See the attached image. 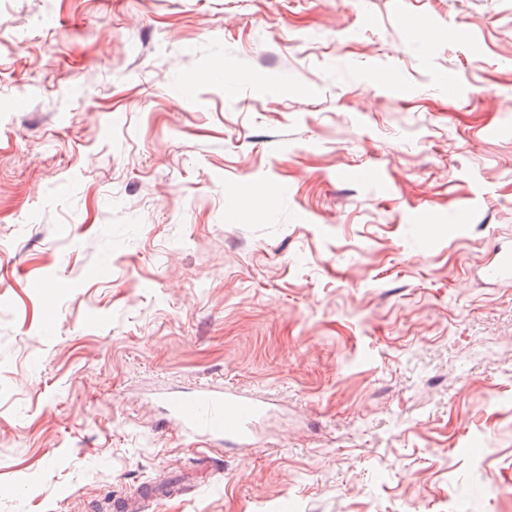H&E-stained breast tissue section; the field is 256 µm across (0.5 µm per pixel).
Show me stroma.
<instances>
[{
    "label": "stroma",
    "mask_w": 512,
    "mask_h": 512,
    "mask_svg": "<svg viewBox=\"0 0 512 512\" xmlns=\"http://www.w3.org/2000/svg\"><path fill=\"white\" fill-rule=\"evenodd\" d=\"M0 31V512H512V0ZM207 381L271 399L258 446L167 428ZM166 490L154 483L141 484L133 493L114 499L112 510L115 512H144L148 504L164 496Z\"/></svg>",
    "instance_id": "35a3bbf8"
}]
</instances>
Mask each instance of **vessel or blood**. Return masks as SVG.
<instances>
[{
    "instance_id": "b4317fda",
    "label": "vessel or blood",
    "mask_w": 512,
    "mask_h": 512,
    "mask_svg": "<svg viewBox=\"0 0 512 512\" xmlns=\"http://www.w3.org/2000/svg\"><path fill=\"white\" fill-rule=\"evenodd\" d=\"M158 399L167 411L175 431L196 440L224 438L249 447L256 423L268 412L266 400L244 395L234 389L207 385L180 391H163ZM154 483L141 484L133 493L113 500V512H145L148 504L164 496Z\"/></svg>"
}]
</instances>
